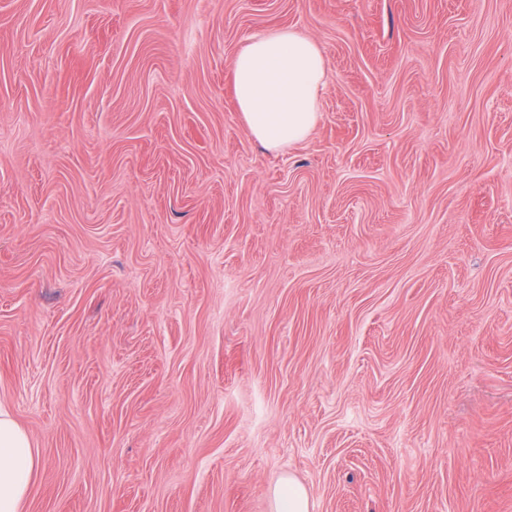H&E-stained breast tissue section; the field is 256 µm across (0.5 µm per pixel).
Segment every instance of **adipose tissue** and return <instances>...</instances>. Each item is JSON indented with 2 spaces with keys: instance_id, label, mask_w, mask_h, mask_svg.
<instances>
[{
  "instance_id": "1",
  "label": "adipose tissue",
  "mask_w": 512,
  "mask_h": 512,
  "mask_svg": "<svg viewBox=\"0 0 512 512\" xmlns=\"http://www.w3.org/2000/svg\"><path fill=\"white\" fill-rule=\"evenodd\" d=\"M236 104L250 136L281 153L315 129L327 85L321 46L291 28L252 35L231 65ZM29 435L0 406V512H22L41 469Z\"/></svg>"
}]
</instances>
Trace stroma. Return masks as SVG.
I'll return each mask as SVG.
<instances>
[{"label":"stroma","instance_id":"1","mask_svg":"<svg viewBox=\"0 0 512 512\" xmlns=\"http://www.w3.org/2000/svg\"><path fill=\"white\" fill-rule=\"evenodd\" d=\"M0 406L22 512H512V0H0ZM231 77L250 136L281 153L315 129L327 85L321 46L292 28L262 30L237 52ZM39 448L0 406V512H21L29 490L41 469ZM274 512H310L307 489L292 476L278 479L273 488Z\"/></svg>","mask_w":512,"mask_h":512}]
</instances>
